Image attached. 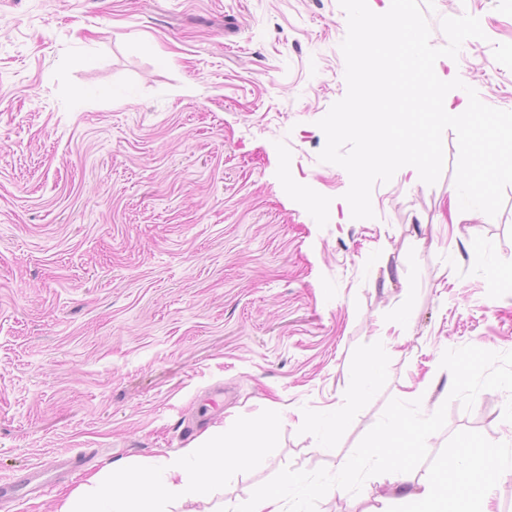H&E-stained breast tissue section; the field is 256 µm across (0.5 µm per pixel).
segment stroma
<instances>
[{"instance_id":"1","label":"stroma","mask_w":512,"mask_h":512,"mask_svg":"<svg viewBox=\"0 0 512 512\" xmlns=\"http://www.w3.org/2000/svg\"><path fill=\"white\" fill-rule=\"evenodd\" d=\"M479 18L449 92L512 113V0H434ZM339 0H0V479L68 451L84 466L0 512H57L116 460L177 456L209 430L280 424L210 499L244 512L287 471L381 512L397 485L350 469L388 415L432 430L411 489L459 450L512 440V185L496 217L448 221L439 181L397 172L353 219L317 122L344 97ZM378 355L374 386L353 374ZM345 420L318 451L312 417Z\"/></svg>"}]
</instances>
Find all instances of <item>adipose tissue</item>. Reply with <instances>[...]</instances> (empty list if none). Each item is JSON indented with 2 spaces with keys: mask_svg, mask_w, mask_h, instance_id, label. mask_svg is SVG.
Wrapping results in <instances>:
<instances>
[{
  "mask_svg": "<svg viewBox=\"0 0 512 512\" xmlns=\"http://www.w3.org/2000/svg\"><path fill=\"white\" fill-rule=\"evenodd\" d=\"M440 109L452 116L477 118L489 126H512L511 112L484 111L463 89L441 98ZM430 434L424 422L401 411L383 425L368 453L402 483L411 478L405 448L425 445ZM245 435L242 429L209 433L205 445L183 449L176 458L154 455L132 463L114 461L64 495L58 512H169L175 499L207 502L243 464L238 450Z\"/></svg>",
  "mask_w": 512,
  "mask_h": 512,
  "instance_id": "1",
  "label": "adipose tissue"
}]
</instances>
